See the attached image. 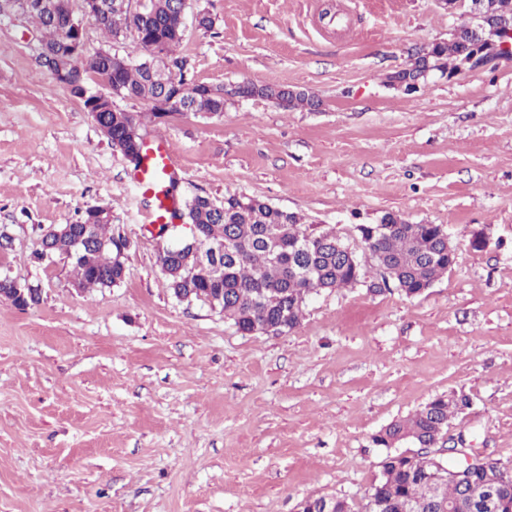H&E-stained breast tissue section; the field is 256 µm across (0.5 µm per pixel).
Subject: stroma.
Returning <instances> with one entry per match:
<instances>
[{
    "label": "stroma",
    "mask_w": 512,
    "mask_h": 512,
    "mask_svg": "<svg viewBox=\"0 0 512 512\" xmlns=\"http://www.w3.org/2000/svg\"><path fill=\"white\" fill-rule=\"evenodd\" d=\"M327 7L349 27L322 29ZM187 14L176 53L194 79L305 89L319 106L231 97L221 116L158 122L120 101L146 143L167 138L180 198L243 194L359 251L358 225L394 212L443 225L457 263L415 298L371 291L369 270L310 295L278 334L176 301L133 163L38 65L34 24L1 14L0 274L41 298L0 300V512H298L311 496L362 512L385 454L372 435L460 391L472 406L448 438L512 458V60L411 95L390 86L414 49L465 23L440 0H189ZM89 206L130 247L120 284L79 292L67 256L35 254Z\"/></svg>",
    "instance_id": "35a3bbf8"
}]
</instances>
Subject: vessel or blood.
Here are the masks:
<instances>
[{
	"label": "vessel or blood",
	"instance_id": "vessel-or-blood-1",
	"mask_svg": "<svg viewBox=\"0 0 512 512\" xmlns=\"http://www.w3.org/2000/svg\"><path fill=\"white\" fill-rule=\"evenodd\" d=\"M176 157L169 145L163 142L157 148L144 155L135 179L143 189V195L149 205L144 212L146 223L171 224L175 221L179 202L168 193L165 182L171 177Z\"/></svg>",
	"mask_w": 512,
	"mask_h": 512
}]
</instances>
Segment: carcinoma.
Listing matches in <instances>:
<instances>
[{"label":"carcinoma","mask_w":512,"mask_h":512,"mask_svg":"<svg viewBox=\"0 0 512 512\" xmlns=\"http://www.w3.org/2000/svg\"><path fill=\"white\" fill-rule=\"evenodd\" d=\"M101 0L103 10L89 19L105 38L132 37L147 52L159 43L161 54L136 58L123 54L127 66L119 71L101 51L72 55L65 43L71 5L65 0H0V13L18 8L42 33L40 65L61 70L72 78L89 82V76L117 82L131 99L150 101L160 92L159 75L184 88L195 114L219 115L226 102L224 90L187 78L188 60L175 55L185 38V26L174 12L172 0H149L144 15L135 16ZM468 39L449 37L412 55L403 69L418 74L431 67L442 73L458 68ZM238 98L280 99L286 110L312 108L314 97L287 87H238ZM131 114L112 120L111 145L127 153L130 135L140 128ZM182 214L199 224L210 245L223 247V254L201 261L197 252L182 247L162 252V271L171 289H185L194 300L223 297L224 319L243 334L282 333L300 325L308 295L324 289L343 288L361 282L365 264L349 257L345 242L332 229L311 231L295 213L272 207L240 194L216 204L205 196L184 202ZM77 229L89 226L88 239L74 259L75 286L82 291L110 288L125 278L120 257V233L108 220H91L87 208L74 222ZM360 239L370 245L373 262L383 282L393 284L408 297L421 295L455 264L456 251H448V233L441 224H411L393 212L382 214L374 224L357 225ZM79 235L50 240V252L68 255L76 250ZM471 407L465 393L438 396L405 419H397L372 436V442L387 449L380 461V476L368 491L365 512H439V503L453 504L457 512H512V459H488L482 464L459 466L428 453L404 456L394 450L409 441L419 448H435L448 430L449 421ZM441 502H436L433 489ZM328 502L334 512H352L342 497H314L302 501V512H324Z\"/></svg>","instance_id":"1"}]
</instances>
